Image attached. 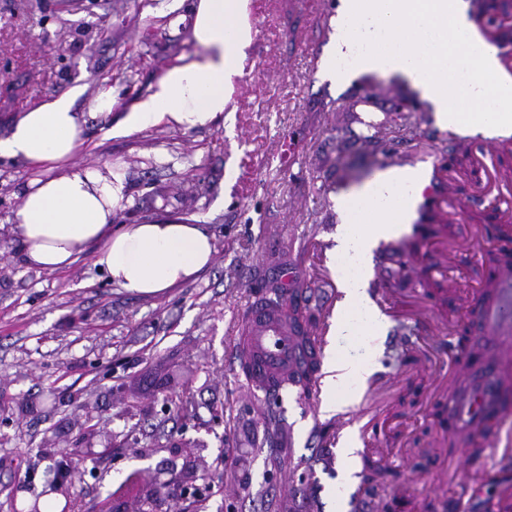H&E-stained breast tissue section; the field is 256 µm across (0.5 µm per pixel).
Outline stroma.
<instances>
[{
    "mask_svg": "<svg viewBox=\"0 0 512 512\" xmlns=\"http://www.w3.org/2000/svg\"><path fill=\"white\" fill-rule=\"evenodd\" d=\"M160 0H0V138L43 98L86 85L79 161L122 166L129 202L122 224L195 215L213 237L210 267L154 298L126 294L83 254L69 268H30L12 218L31 171L0 158V490L41 496L56 463L76 467L71 501L144 512L154 479L178 485L188 470L219 472L185 512H359L401 492L443 512H489L512 494V461L465 490L448 453L442 407L455 390L450 348L432 320L462 318L482 286L473 273L496 237L486 209L512 218V187L500 157L479 152L477 177L450 168L461 216L418 225V272L398 250L375 248L370 298L385 296L388 327L356 401L327 415L325 391L272 396L234 362L237 328L266 288L296 292L304 322L326 347L342 299L334 266L338 195L382 171L467 148V135L440 129L430 105L399 76L369 74L333 84L324 52L336 38L337 0H247L251 43L237 63L221 126H167L109 135L122 106L192 52L185 26ZM120 102L91 113L100 89ZM408 101L417 126L398 111ZM381 127L378 144L364 143ZM198 186L199 196L189 195ZM359 441L350 482L341 449Z\"/></svg>",
    "mask_w": 512,
    "mask_h": 512,
    "instance_id": "1",
    "label": "stroma"
}]
</instances>
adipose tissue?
<instances>
[{"mask_svg": "<svg viewBox=\"0 0 512 512\" xmlns=\"http://www.w3.org/2000/svg\"><path fill=\"white\" fill-rule=\"evenodd\" d=\"M244 2L192 0L187 13L194 52L180 56L147 95L126 107L117 133L223 122L226 89L250 43V31L240 22ZM338 12L336 41L325 51L335 81L395 74L433 106L441 129L486 138L512 135V78L503 75L495 54L474 44L467 0H339ZM85 92L75 86L48 96L0 138V157L39 172L26 183L13 217L22 260L56 271L91 249L114 285L132 295H161L210 266L213 240L194 218L117 224L128 201L125 172L76 160L84 124L76 103ZM423 179L418 169L383 171L336 198L343 221L336 227L334 260L343 300L334 327L338 344L323 365V412L353 402V384L372 371L373 340L385 318L367 292L369 259L379 241L405 232L411 192Z\"/></svg>", "mask_w": 512, "mask_h": 512, "instance_id": "1", "label": "adipose tissue"}]
</instances>
